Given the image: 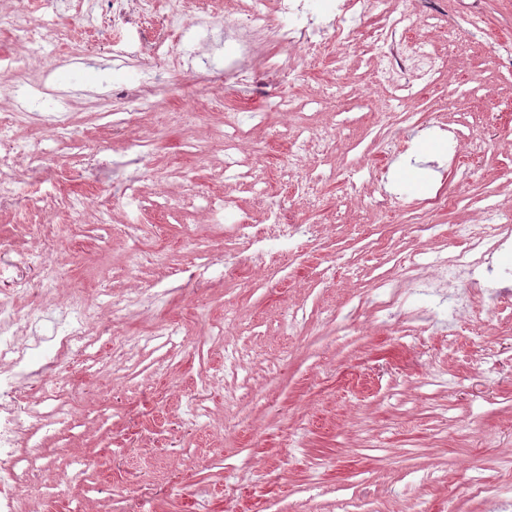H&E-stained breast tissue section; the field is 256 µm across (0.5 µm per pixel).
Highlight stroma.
<instances>
[{
    "label": "stroma",
    "instance_id": "stroma-1",
    "mask_svg": "<svg viewBox=\"0 0 512 512\" xmlns=\"http://www.w3.org/2000/svg\"><path fill=\"white\" fill-rule=\"evenodd\" d=\"M22 4L51 38L12 29ZM249 4L187 0V25L218 24L203 38L165 29L159 0L146 29L164 35L165 53L147 48L116 69L112 17L89 18L86 0H0V50L23 57L21 79L68 121L62 138L49 124L11 131L20 145L40 140L51 173L31 183L21 161L0 177L14 195L0 208V247L55 227L43 253L54 279L30 271L15 300L38 302L47 324L75 300L89 306L84 339L56 369L78 401L37 424L31 512H75L83 499L97 512H512V307L462 282L467 305L446 315L407 295L404 261L454 256L456 226L485 210L512 225V62L494 49L512 42V0H389L392 13L414 12V37L447 66L414 81L403 122L386 127L377 115L390 89L374 82L367 39L375 16L313 59L262 41L250 88L173 69L175 55L223 64L220 25ZM84 48L87 64L75 57ZM267 52L294 64L292 81L268 77ZM282 96L293 110L268 112ZM263 111L244 147L274 202L316 227L275 271L246 244L228 249L227 223L205 211L220 196L230 217L263 223L224 151L225 113ZM298 124L333 133L307 164L314 207L286 186ZM459 130L481 139L477 159L449 151ZM131 184L140 205L128 203ZM439 195L447 209L432 207ZM227 266L237 274L224 280Z\"/></svg>",
    "mask_w": 512,
    "mask_h": 512
}]
</instances>
